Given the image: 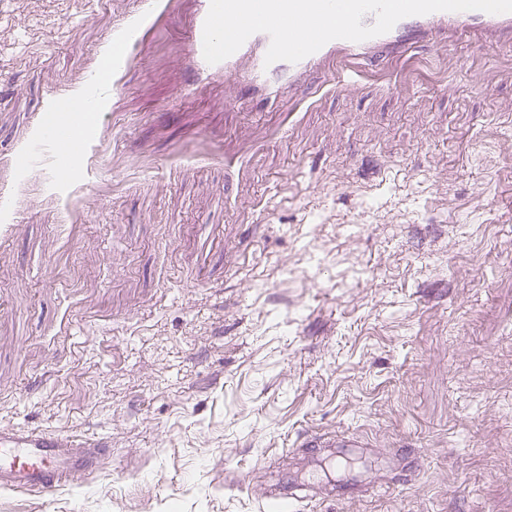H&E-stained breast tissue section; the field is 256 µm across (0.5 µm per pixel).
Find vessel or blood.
I'll return each mask as SVG.
<instances>
[{"mask_svg": "<svg viewBox=\"0 0 512 512\" xmlns=\"http://www.w3.org/2000/svg\"><path fill=\"white\" fill-rule=\"evenodd\" d=\"M491 35L512 44V13L490 14L479 10L438 11L409 16L393 28L361 42L336 39L302 60L265 64L270 37L257 33L249 37L244 50L256 53L253 82L266 81L270 75L287 72L289 80L319 65L336 61L345 64L342 87L357 83L355 63L379 64L393 48L413 45L421 40L447 39L457 34ZM112 457V439L108 436H81L32 427L0 428V491L25 493L50 500L63 481L74 474L90 475Z\"/></svg>", "mask_w": 512, "mask_h": 512, "instance_id": "vessel-or-blood-1", "label": "vessel or blood"}]
</instances>
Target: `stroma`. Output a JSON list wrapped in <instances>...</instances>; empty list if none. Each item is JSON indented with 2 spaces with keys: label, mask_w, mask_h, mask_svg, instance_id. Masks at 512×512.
Listing matches in <instances>:
<instances>
[{
  "label": "stroma",
  "mask_w": 512,
  "mask_h": 512,
  "mask_svg": "<svg viewBox=\"0 0 512 512\" xmlns=\"http://www.w3.org/2000/svg\"><path fill=\"white\" fill-rule=\"evenodd\" d=\"M0 0V426L112 438L0 512H512V48L256 87L190 64L204 0ZM116 84L61 170L55 96ZM308 433H354L322 471ZM391 484L332 499L329 484ZM244 480L242 489H228Z\"/></svg>",
  "instance_id": "stroma-1"
}]
</instances>
